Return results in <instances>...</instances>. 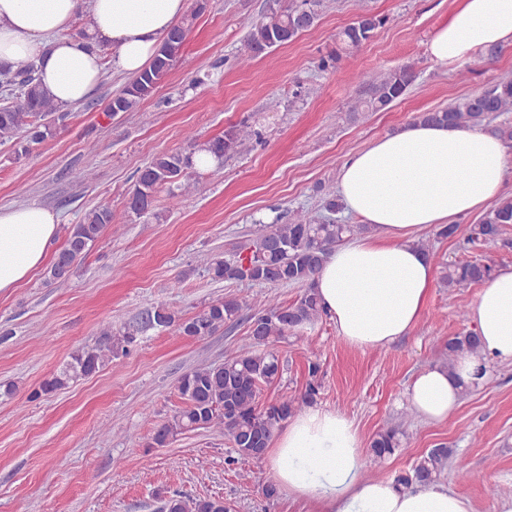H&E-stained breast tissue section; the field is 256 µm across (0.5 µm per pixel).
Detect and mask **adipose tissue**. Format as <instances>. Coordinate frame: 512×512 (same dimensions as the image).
Here are the masks:
<instances>
[{
  "label": "adipose tissue",
  "instance_id": "obj_1",
  "mask_svg": "<svg viewBox=\"0 0 512 512\" xmlns=\"http://www.w3.org/2000/svg\"><path fill=\"white\" fill-rule=\"evenodd\" d=\"M186 10L187 0H0V62H36L55 102L73 104L101 77L100 46L111 48L118 70L136 75ZM82 14L89 21L84 38L71 32ZM502 45H512V0H459L426 53L452 65ZM507 167L505 145L494 134L419 119L344 161L338 196L348 214L377 230L336 245L314 280L345 344L382 348L416 327L434 280L431 261L416 246L418 233L498 199ZM60 222L37 204L0 206V292L41 268ZM470 316L478 350L454 369L427 368L408 389L410 404L426 420L448 418L463 386L482 385L492 364H512V267L486 282ZM266 459L280 491L320 512H474L467 498L445 487L401 490L393 481L367 478L353 422L316 404L283 423Z\"/></svg>",
  "mask_w": 512,
  "mask_h": 512
}]
</instances>
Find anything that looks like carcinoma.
<instances>
[{
  "label": "carcinoma",
  "mask_w": 512,
  "mask_h": 512,
  "mask_svg": "<svg viewBox=\"0 0 512 512\" xmlns=\"http://www.w3.org/2000/svg\"><path fill=\"white\" fill-rule=\"evenodd\" d=\"M319 6L320 0H294L287 7L282 6L280 0H270L262 20L251 26L238 50L237 63L248 64L258 55L309 30L318 18ZM386 22L387 18L372 13L360 15L339 33L336 53L321 58L319 68L336 67L343 57L353 55L370 41L374 31ZM189 26L187 19L171 30L150 65L109 100L105 108L107 117L134 111L165 82L174 66L185 62L184 46ZM414 78L411 64L361 73L360 94L349 112L356 118L363 112L386 109L405 94ZM0 88L4 89L0 103V142L13 143L19 157L29 155L34 145L53 135L70 116L47 95L38 81L33 62L0 67ZM501 112H512V79L499 80L444 108L424 112L419 118L455 127H472L482 125L490 114ZM253 138H259V131L246 121L203 143L192 135L187 136L182 149L153 157L139 171L129 192V211L137 216L152 212L157 195L163 190L167 191L171 204L178 205L180 194L174 187L181 186V179L193 168L192 158L197 152L204 150L213 154L218 170L223 166L224 156ZM508 224H512V197L495 202L478 225L476 238L495 241ZM111 225L112 210L106 207L89 211L82 221L71 225L66 246L47 269V280H66ZM364 229L361 224H339L332 219L317 221L307 211L298 209L288 214V220L282 224L260 226L247 252H237L229 259L220 254L210 258L208 269L216 280L247 281L261 286L295 285L301 288V293L290 305L267 298L261 311L248 318L256 329L249 330L247 343L237 347L221 364L198 367L182 375L177 391L183 405L154 432L153 445L164 447L185 431L220 428L239 457L258 460L265 455L276 430L289 417L313 403L318 394V386L310 380L300 396L259 406L261 387L273 383L281 374L279 359L268 349V344L311 326L322 317L324 311L314 292L313 280L333 247ZM492 273L489 264L466 261L448 266L443 282L450 288H460L486 281ZM245 306L246 300L228 295L197 315L178 322L167 308L152 303L147 308V326L162 329L175 325L185 336L203 338L241 320ZM137 333L136 329L128 330L117 336L111 326H103L99 341L77 349L64 368L46 378L32 397L67 389L79 379L95 374L112 362V355L126 351L135 342ZM478 347V335L472 331L448 338L445 343L448 370L454 369L461 356ZM399 444V428L391 426L377 432L370 443L366 467L376 468L395 453ZM450 457L451 450L444 445L431 448L399 474L396 482L409 488L430 486L445 471ZM158 499L159 512H230L224 499L219 497L193 498L174 493L160 495Z\"/></svg>",
  "instance_id": "obj_1"
}]
</instances>
